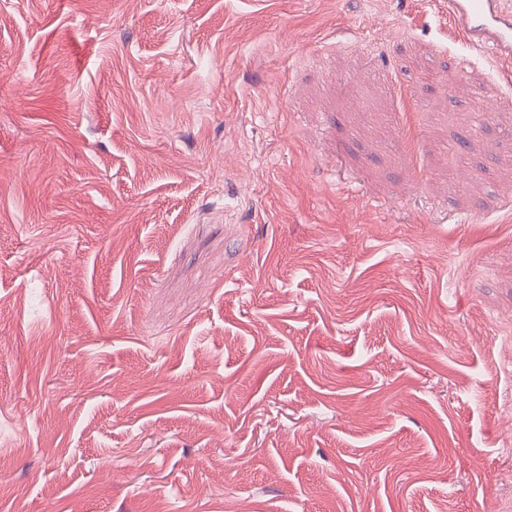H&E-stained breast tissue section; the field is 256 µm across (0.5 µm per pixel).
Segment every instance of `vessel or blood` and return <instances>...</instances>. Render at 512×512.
Listing matches in <instances>:
<instances>
[{"mask_svg":"<svg viewBox=\"0 0 512 512\" xmlns=\"http://www.w3.org/2000/svg\"><path fill=\"white\" fill-rule=\"evenodd\" d=\"M448 17L469 42L512 59V0H448Z\"/></svg>","mask_w":512,"mask_h":512,"instance_id":"obj_1","label":"vessel or blood"}]
</instances>
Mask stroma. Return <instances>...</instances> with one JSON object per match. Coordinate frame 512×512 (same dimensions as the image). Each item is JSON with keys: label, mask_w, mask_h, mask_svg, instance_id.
Returning a JSON list of instances; mask_svg holds the SVG:
<instances>
[{"label": "stroma", "mask_w": 512, "mask_h": 512, "mask_svg": "<svg viewBox=\"0 0 512 512\" xmlns=\"http://www.w3.org/2000/svg\"><path fill=\"white\" fill-rule=\"evenodd\" d=\"M0 84V512H512V63L446 0H0Z\"/></svg>", "instance_id": "obj_1"}]
</instances>
